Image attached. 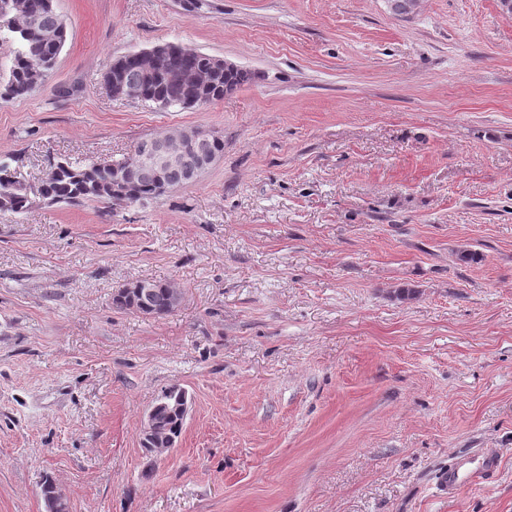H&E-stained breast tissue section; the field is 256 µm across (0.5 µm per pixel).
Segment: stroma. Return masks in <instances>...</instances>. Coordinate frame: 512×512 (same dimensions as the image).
<instances>
[{"instance_id": "1", "label": "stroma", "mask_w": 512, "mask_h": 512, "mask_svg": "<svg viewBox=\"0 0 512 512\" xmlns=\"http://www.w3.org/2000/svg\"><path fill=\"white\" fill-rule=\"evenodd\" d=\"M67 40L0 99L40 180L177 127L223 139L141 204L0 213V512H512V18L499 0H56ZM175 41L253 73L191 109L104 74ZM472 249L478 262L458 254ZM175 283L163 318L117 309ZM188 398L147 457L161 391ZM497 452L456 497L439 476ZM139 282L140 281L130 284V290L127 289L128 286L126 289H120L113 296V304L119 309L135 311L158 318L165 317L176 311L182 299V291L180 288L169 283L168 295L166 282L144 280V282L148 283L150 288H145L144 286L135 288ZM139 289H148L151 292L148 297H142L138 291ZM143 293L147 296L148 291H143ZM169 297L173 303L172 308H170ZM183 392H185L183 389L176 386L169 387L162 392L154 405L158 425L155 421L153 408L148 414L147 423L144 428L145 436L153 441L154 448L152 449H156L158 453L169 448L171 444L169 437L160 428L171 436L173 446H175L178 438L181 436L186 415V411L181 405L183 404L181 401ZM145 436L143 438V446L148 449V440Z\"/></svg>"}]
</instances>
